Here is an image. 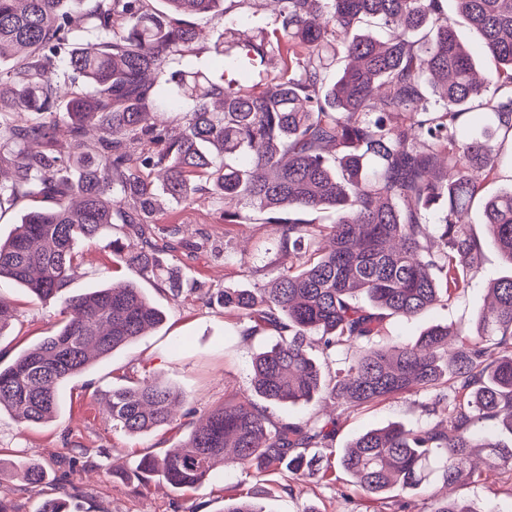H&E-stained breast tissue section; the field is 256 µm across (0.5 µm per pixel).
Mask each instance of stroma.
Here are the masks:
<instances>
[{
  "mask_svg": "<svg viewBox=\"0 0 512 512\" xmlns=\"http://www.w3.org/2000/svg\"><path fill=\"white\" fill-rule=\"evenodd\" d=\"M466 222L481 243L479 271L470 287L415 320L385 319V339L409 341L433 324L475 333L476 316L490 302L489 286L506 268L482 222L480 205H473ZM174 228L181 244L163 261L184 277V290L176 297L159 280L140 276L115 257L111 232L78 243L66 295L133 282L165 319L112 357L63 382L58 389L59 413L52 422L22 427L9 414L0 415V499L11 502L15 512H39L42 502L53 497L69 500L73 512H224L227 489L233 486L268 512H398L402 500L409 503L407 512H430L432 503L446 494L434 479L410 495L376 500L343 473L333 480L316 475L298 483L286 472L259 477L254 470L228 464L185 489L169 488L158 478L146 484L130 478L143 456L161 455L180 445L210 411L249 393L253 358L278 340L272 330L245 335L243 323L205 301L227 288H255L266 282L262 269L278 257L271 225L258 220L225 223L223 211L210 204L163 203L153 226L155 239H168ZM227 249L245 253L248 263L225 262ZM0 298L15 308L12 324L0 333L4 367L51 335L64 315L60 303L39 301L7 279L0 281ZM147 378L179 394L176 422L137 435L113 427L104 400L113 388ZM427 399L426 393L410 391L345 412L322 399L294 407L271 405L267 412L276 424L334 418L335 431L321 450L324 460L333 463L360 433L420 420ZM18 461L41 466L47 474L44 483L36 488L25 484L13 468ZM453 495L479 512H512V467L484 469L480 481L458 485Z\"/></svg>",
  "mask_w": 512,
  "mask_h": 512,
  "instance_id": "obj_1",
  "label": "stroma"
}]
</instances>
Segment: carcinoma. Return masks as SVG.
Segmentation results:
<instances>
[{
    "instance_id": "1",
    "label": "carcinoma",
    "mask_w": 512,
    "mask_h": 512,
    "mask_svg": "<svg viewBox=\"0 0 512 512\" xmlns=\"http://www.w3.org/2000/svg\"><path fill=\"white\" fill-rule=\"evenodd\" d=\"M227 1L251 2L163 0L162 11L148 0H0V166L13 170L0 181V206L54 201L0 242V278L62 301L66 314L54 334L0 367V413L20 424L55 418L62 382L163 322L133 283L63 294L77 244L109 227L122 233L112 240L120 260L181 291L179 271L160 267L152 240L160 189L180 205L208 196L226 224L259 212L277 235L281 264L270 286L220 295L224 313L253 323L246 335L281 336L253 359L257 396L288 405L325 394L350 410L413 388L429 394L425 412L441 424L367 431L336 461L364 493H411L433 477L474 482L480 474L467 461L478 449L492 468L512 465V444L475 431L496 421L512 434V274L492 282L495 303L478 315L474 336L451 339L434 325L413 342L377 341L384 319L411 320L477 273L479 245L462 217L512 167V154L482 141L512 139V0H455L493 63L481 78L446 0H276L272 31L224 27L209 47L224 65L217 78L186 63L201 52L190 18H223ZM370 19L386 40L362 32ZM275 53L283 66L267 74L261 65ZM239 68L253 71L252 86L227 78ZM168 108L181 114L177 137L155 121ZM144 168L161 172V183ZM439 201L445 212L432 221ZM482 208L512 265V187ZM314 213L331 222L304 218ZM315 341L326 354L355 346L358 356L327 377L308 352ZM178 404L171 388L143 380L113 389L108 413L141 434L170 424ZM270 424L247 397L226 403L177 448L141 458L139 473L190 488L231 448L261 477L284 468L296 481L333 474L315 456H289L327 439L328 424ZM20 472L34 487L45 480L34 463ZM224 512L268 510L241 496ZM431 512L476 510L448 498Z\"/></svg>"
}]
</instances>
